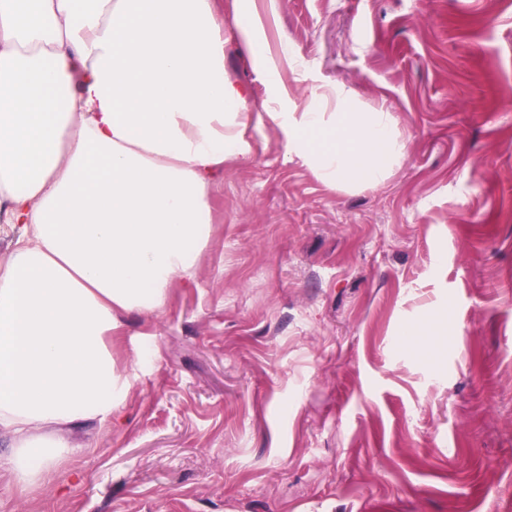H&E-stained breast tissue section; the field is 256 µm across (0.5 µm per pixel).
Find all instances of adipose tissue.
I'll return each instance as SVG.
<instances>
[{
  "mask_svg": "<svg viewBox=\"0 0 512 512\" xmlns=\"http://www.w3.org/2000/svg\"><path fill=\"white\" fill-rule=\"evenodd\" d=\"M235 10L268 69L255 0ZM266 121L330 186L384 182L405 148L337 84L253 114L224 78L220 0H0V224L19 228L0 263V467L18 486L55 477L67 431L111 420L130 387L108 344L120 313L158 312L190 280L214 181Z\"/></svg>",
  "mask_w": 512,
  "mask_h": 512,
  "instance_id": "obj_1",
  "label": "adipose tissue"
}]
</instances>
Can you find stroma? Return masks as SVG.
<instances>
[{
  "label": "stroma",
  "instance_id": "1",
  "mask_svg": "<svg viewBox=\"0 0 512 512\" xmlns=\"http://www.w3.org/2000/svg\"><path fill=\"white\" fill-rule=\"evenodd\" d=\"M256 6L302 61L278 111L343 85L403 157L334 189L255 130L192 286L121 317L111 421L68 434L62 477L0 470V512H512V0ZM235 31L228 4L225 74L262 100Z\"/></svg>",
  "mask_w": 512,
  "mask_h": 512
}]
</instances>
